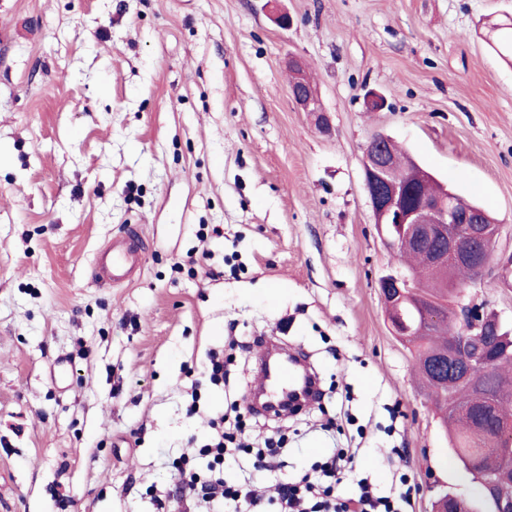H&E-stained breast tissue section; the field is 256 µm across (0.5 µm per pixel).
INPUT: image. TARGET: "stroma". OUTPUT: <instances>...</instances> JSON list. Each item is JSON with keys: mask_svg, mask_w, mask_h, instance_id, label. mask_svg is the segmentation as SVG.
I'll use <instances>...</instances> for the list:
<instances>
[{"mask_svg": "<svg viewBox=\"0 0 512 512\" xmlns=\"http://www.w3.org/2000/svg\"><path fill=\"white\" fill-rule=\"evenodd\" d=\"M285 14L288 27L275 18ZM512 0H0V512H151L193 456L186 388L211 349L245 400L260 337L306 351L321 408L266 417L292 477L357 449L414 512L477 498L378 280L397 262L365 189L383 133L498 219L512 254ZM301 58L332 124L290 94ZM381 110L365 106L368 92ZM138 227L145 261L91 282ZM512 324V283L465 280ZM331 431H323L324 423ZM144 256L139 247V232L129 228L123 239H114L94 255L92 278L99 285L119 284L141 272Z\"/></svg>", "mask_w": 512, "mask_h": 512, "instance_id": "stroma-1", "label": "stroma"}]
</instances>
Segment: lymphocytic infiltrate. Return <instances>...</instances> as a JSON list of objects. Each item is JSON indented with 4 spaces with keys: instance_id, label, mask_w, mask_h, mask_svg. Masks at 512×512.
Listing matches in <instances>:
<instances>
[{
    "instance_id": "1",
    "label": "lymphocytic infiltrate",
    "mask_w": 512,
    "mask_h": 512,
    "mask_svg": "<svg viewBox=\"0 0 512 512\" xmlns=\"http://www.w3.org/2000/svg\"><path fill=\"white\" fill-rule=\"evenodd\" d=\"M232 448L251 452L254 472L272 474L282 467V439L267 436L251 442L239 420L213 413L198 450L207 460L206 469L178 472L180 500L194 501L198 512H409V492L379 496L364 478L358 480L352 494H342L341 486L353 469L354 458L340 448L332 449L323 463L299 480H278L276 498L263 499L252 475L226 473L224 457Z\"/></svg>"
}]
</instances>
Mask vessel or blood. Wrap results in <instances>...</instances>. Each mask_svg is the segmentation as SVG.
I'll return each instance as SVG.
<instances>
[{"label": "vessel or blood", "mask_w": 512, "mask_h": 512, "mask_svg": "<svg viewBox=\"0 0 512 512\" xmlns=\"http://www.w3.org/2000/svg\"><path fill=\"white\" fill-rule=\"evenodd\" d=\"M143 264L139 232L132 227L123 238L109 241L96 252L91 262L92 278L100 285L119 284L140 273ZM258 380L277 403L286 402L298 390L304 393V403L312 401L310 391L315 384L300 371L296 358L287 357L274 364L262 363Z\"/></svg>", "instance_id": "vessel-or-blood-1"}]
</instances>
